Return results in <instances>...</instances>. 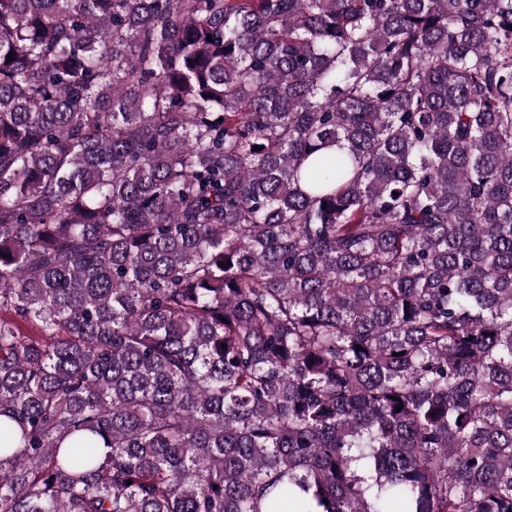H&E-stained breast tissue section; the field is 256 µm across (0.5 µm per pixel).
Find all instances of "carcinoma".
<instances>
[{
    "instance_id": "obj_1",
    "label": "carcinoma",
    "mask_w": 512,
    "mask_h": 512,
    "mask_svg": "<svg viewBox=\"0 0 512 512\" xmlns=\"http://www.w3.org/2000/svg\"><path fill=\"white\" fill-rule=\"evenodd\" d=\"M0 512H512V0H0Z\"/></svg>"
}]
</instances>
